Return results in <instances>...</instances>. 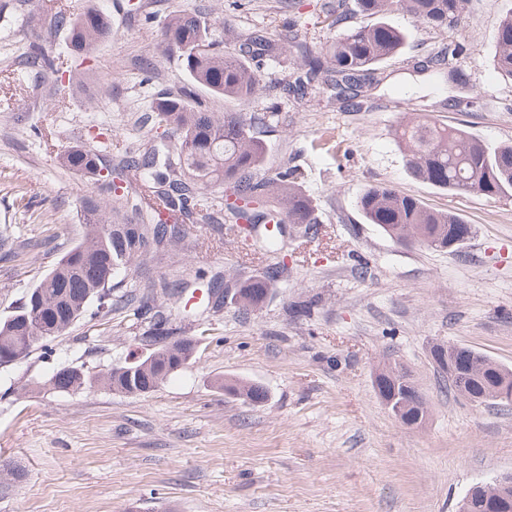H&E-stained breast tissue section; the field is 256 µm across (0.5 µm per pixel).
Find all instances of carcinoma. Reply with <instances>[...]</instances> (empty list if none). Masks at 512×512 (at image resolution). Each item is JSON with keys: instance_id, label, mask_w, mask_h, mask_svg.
Instances as JSON below:
<instances>
[{"instance_id": "1", "label": "carcinoma", "mask_w": 512, "mask_h": 512, "mask_svg": "<svg viewBox=\"0 0 512 512\" xmlns=\"http://www.w3.org/2000/svg\"><path fill=\"white\" fill-rule=\"evenodd\" d=\"M29 18L30 60L34 79L58 86L60 75L76 78L84 60L94 48L112 39V16L94 4L78 15L50 5ZM464 0H356L358 11L375 19L371 25L346 26L349 19L345 0L326 11L328 26L340 30L325 54L305 52L304 67L309 78L322 77L332 95L345 102L358 97L373 77L377 66L400 51L405 42L402 29L387 22V14L400 10L431 29L457 28ZM59 29L68 31L69 65L45 53L43 34ZM267 40L260 34L239 42L234 52L224 50L212 39L210 25L199 14L178 12L169 17L160 33L163 51L175 56L190 79V86L179 94L161 93L152 99L150 109L157 127L164 129V143L144 151L127 152L115 164H107L98 146L76 144L62 155V165L80 172L121 199L117 178L139 185L152 197L147 204L157 221L137 220L118 224V213L110 202L88 196L83 202L84 233L26 295L14 313L0 321V366H9L29 357L39 339H55L79 320L99 315L103 310L138 303L136 311L146 314L150 306L125 289L120 275L133 265L155 258L162 246L176 248L183 239L182 224H203L228 230L236 236L249 234L242 224L265 225L273 219L284 224L304 225V234L319 223L312 200L299 188L296 171L258 179L265 163L267 147L260 127L270 115L250 124L236 112H210L196 101L194 89L203 88L227 100L247 101L256 92L258 78L250 62L261 57ZM493 65L504 78L512 80V9L500 21ZM394 140L407 158L412 176L439 189L455 193H477L489 197L512 195V145L488 146L460 127L437 123L428 118L402 123L393 131ZM233 196L241 202L259 198L264 206H227L215 194ZM357 207L368 224L377 225L391 240L419 245L434 251L448 250V237L462 220L445 211L432 210L421 200L397 192L387 185L366 188ZM277 271L273 269L244 279L224 275V286L236 288L238 310L248 312L265 299ZM149 335L158 344L156 352L129 366L132 376L121 370L103 376L64 367L50 379L57 392L79 390L92 382L122 394L146 395L171 373L172 359L191 361L197 341L182 338L166 355V340L172 335L168 318L152 316ZM473 385L467 390L448 381L456 393L479 402L497 404L492 393L494 379L512 370L476 354ZM378 376L390 382L397 393L405 391L403 414L424 423L428 407L406 369L385 363ZM224 389L239 397L264 396L263 387L244 382H226Z\"/></svg>"}]
</instances>
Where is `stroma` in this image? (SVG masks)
<instances>
[{"mask_svg":"<svg viewBox=\"0 0 512 512\" xmlns=\"http://www.w3.org/2000/svg\"><path fill=\"white\" fill-rule=\"evenodd\" d=\"M96 2L114 35L93 51L83 86L57 91L21 74L30 53L23 27L42 0L0 15V229L11 251L0 258V320L81 238L83 199L108 195L64 168L60 154L107 134L117 160L158 139L151 100L188 82L157 46L177 9L207 14L225 50L256 33L270 40L250 100L204 90L199 98L213 112L272 114L259 176L303 171L319 222L267 253L232 235L202 247L206 231L191 224L176 251L126 273L158 307L167 282L202 292L227 270H284L259 311L176 309L173 335L196 339L197 354L148 395L49 387L60 368L103 375L145 353L149 322L130 308L0 366V480L9 485L0 512H457L473 485L512 471V410L456 394L430 356L441 342L512 368V198L414 179L393 137L425 115L512 144V81L492 62L512 0H466L450 33L391 12L405 43L359 109L330 99L318 81L301 99L284 90L303 70L296 45L321 52L336 37L324 21L328 0H140L137 11L129 0ZM451 42L465 47L448 63L460 81L434 86L415 67ZM372 184L456 214L471 238L448 252L394 243L357 208ZM303 301L308 312H296ZM383 362L411 371L429 407L423 426L402 425L378 397ZM224 379L258 384L267 399L226 394Z\"/></svg>","mask_w":512,"mask_h":512,"instance_id":"stroma-1","label":"stroma"}]
</instances>
